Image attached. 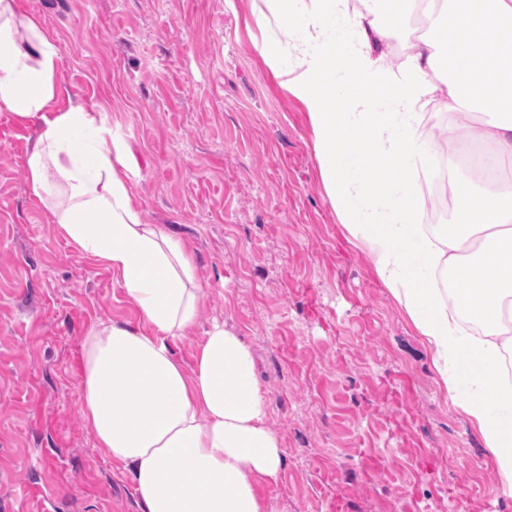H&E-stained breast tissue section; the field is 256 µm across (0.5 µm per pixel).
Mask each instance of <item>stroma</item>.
<instances>
[{
	"instance_id": "obj_1",
	"label": "stroma",
	"mask_w": 512,
	"mask_h": 512,
	"mask_svg": "<svg viewBox=\"0 0 512 512\" xmlns=\"http://www.w3.org/2000/svg\"><path fill=\"white\" fill-rule=\"evenodd\" d=\"M57 81L130 148L150 224L195 251L213 322L258 355L285 467L270 512H512L484 442L328 200L302 102L273 71L263 0H18ZM35 127L0 112V512H140L82 415V339L133 320L120 280L32 193Z\"/></svg>"
}]
</instances>
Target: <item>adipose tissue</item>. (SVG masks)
<instances>
[{"label": "adipose tissue", "mask_w": 512, "mask_h": 512, "mask_svg": "<svg viewBox=\"0 0 512 512\" xmlns=\"http://www.w3.org/2000/svg\"><path fill=\"white\" fill-rule=\"evenodd\" d=\"M257 26L288 39L277 59L307 111L312 149L347 241L430 354L437 382L481 434L512 490V0H264ZM409 12L433 35L406 30L410 53L388 62L395 22ZM60 47L37 19L0 0V112L34 125L27 180L53 197L57 233L117 275L139 318L101 320L82 341V413L98 448L128 473L142 512H268L261 489L285 465L250 346L213 323L184 369L171 347L197 324L206 291L192 250L164 224H147L131 190L137 161L100 112L59 107ZM448 116L487 111L483 137L499 176L459 177L455 228L425 221L420 167L457 137L420 131L419 106ZM452 272L447 301L437 277Z\"/></svg>", "instance_id": "1"}]
</instances>
